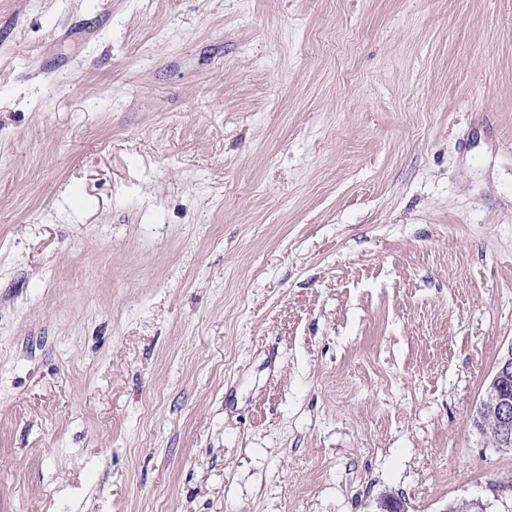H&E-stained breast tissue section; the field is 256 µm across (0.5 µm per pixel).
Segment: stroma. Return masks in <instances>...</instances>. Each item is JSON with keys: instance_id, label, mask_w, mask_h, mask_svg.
<instances>
[{"instance_id": "obj_1", "label": "stroma", "mask_w": 512, "mask_h": 512, "mask_svg": "<svg viewBox=\"0 0 512 512\" xmlns=\"http://www.w3.org/2000/svg\"><path fill=\"white\" fill-rule=\"evenodd\" d=\"M512 0H0V512H512ZM509 382H512V347L498 360L478 408L480 417L491 418L495 424L491 420L476 419V413L472 419L474 427L489 437L493 445L497 447L498 435L499 448L506 449L512 447V393L507 388Z\"/></svg>"}]
</instances>
